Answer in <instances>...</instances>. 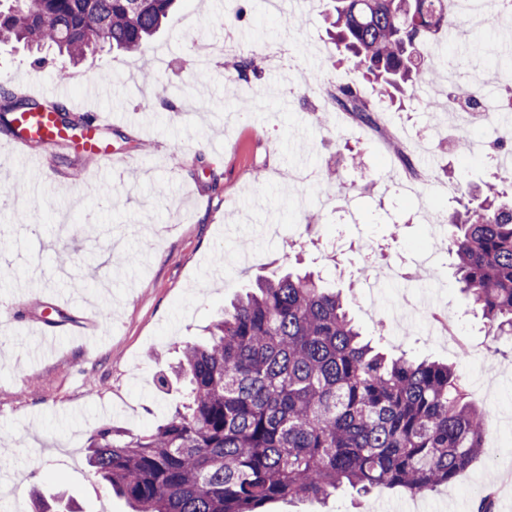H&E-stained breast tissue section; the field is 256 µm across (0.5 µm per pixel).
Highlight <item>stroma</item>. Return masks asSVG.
Instances as JSON below:
<instances>
[{"instance_id": "stroma-1", "label": "stroma", "mask_w": 512, "mask_h": 512, "mask_svg": "<svg viewBox=\"0 0 512 512\" xmlns=\"http://www.w3.org/2000/svg\"><path fill=\"white\" fill-rule=\"evenodd\" d=\"M325 3L304 0L301 25L290 30L263 0H179L142 54L105 52L73 69L64 83L79 105L72 119L122 118L100 138L134 157L123 174L98 169L72 140L14 148L0 131V456L21 459L14 481L24 512H34L39 496L53 512L64 499L78 512H129L88 466L91 436L101 428L141 435L164 424L183 398L170 370L183 345L203 340L244 285L292 269L320 272L340 289L385 352L459 366L472 404L490 411L480 457L454 482L419 496L418 512H475L487 488L495 512H512V338L492 340L461 292L450 227L434 238L426 230L461 194L494 182L499 166L455 153L456 119L428 106L445 84L438 73L404 103L378 99L381 128L333 111L321 84L353 74L326 33ZM228 16L233 26H225ZM229 28L244 53L280 50L281 68L231 85L220 61L194 73L191 52ZM447 52L457 84L478 80L487 95L499 94L494 60L512 52V41L494 24L459 27ZM159 54L167 62L155 72L158 86L205 100V111L144 105L135 76ZM103 74L111 98L85 99L86 85ZM1 76L24 92L59 83L52 66L4 43ZM242 96L250 111H238ZM299 168L314 179L297 182ZM34 177L33 200L25 188ZM312 213L319 222L301 225ZM33 215L40 228L28 227ZM384 264L409 268L413 279L386 286V303L373 308L364 284ZM435 274L470 351L496 344L493 387L474 386L471 354L429 338L424 325L394 335L391 300L401 290L415 294ZM38 295L43 305H29ZM41 318L91 320L101 330L97 349L85 353L68 332L45 339Z\"/></svg>"}]
</instances>
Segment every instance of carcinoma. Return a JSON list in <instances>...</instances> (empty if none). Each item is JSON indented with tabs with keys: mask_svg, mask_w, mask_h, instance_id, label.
Masks as SVG:
<instances>
[{
	"mask_svg": "<svg viewBox=\"0 0 512 512\" xmlns=\"http://www.w3.org/2000/svg\"><path fill=\"white\" fill-rule=\"evenodd\" d=\"M176 0H0V43L44 63L77 66L104 48L139 54ZM336 46L375 94L412 96L443 66L428 55L456 25L448 0H330ZM233 82L258 75L251 55L224 64ZM0 110L64 108L0 89ZM336 108L367 125L375 110L357 80L334 86ZM446 222L461 290L490 334L512 337V196L487 187ZM184 401L154 432L111 428L90 440L89 465L134 512H262L276 500H325L352 488L422 495L479 457L489 413L467 401L454 367L388 357L362 338L341 293L310 273L256 282L203 344L181 350Z\"/></svg>",
	"mask_w": 512,
	"mask_h": 512,
	"instance_id": "1",
	"label": "carcinoma"
}]
</instances>
